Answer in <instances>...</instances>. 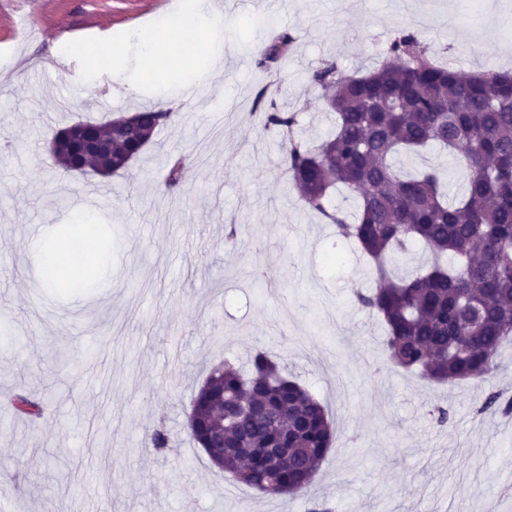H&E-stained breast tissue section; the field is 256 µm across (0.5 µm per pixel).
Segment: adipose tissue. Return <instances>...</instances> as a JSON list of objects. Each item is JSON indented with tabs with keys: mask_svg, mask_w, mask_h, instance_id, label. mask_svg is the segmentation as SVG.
I'll list each match as a JSON object with an SVG mask.
<instances>
[{
	"mask_svg": "<svg viewBox=\"0 0 512 512\" xmlns=\"http://www.w3.org/2000/svg\"><path fill=\"white\" fill-rule=\"evenodd\" d=\"M202 16L208 17L214 24L221 21L219 14L213 12L208 0H199L196 13L182 11L165 16L152 27L137 31L136 41L143 62V74L155 78L167 69L172 59L180 56L194 57L197 58L198 64L191 72L192 81L212 82L223 56V46L195 38L197 21ZM120 51L119 45L104 42L82 43L73 47L71 53L92 66L112 63L114 83L125 93H136V84L127 80L122 70L116 66Z\"/></svg>",
	"mask_w": 512,
	"mask_h": 512,
	"instance_id": "ef3b65f1",
	"label": "adipose tissue"
}]
</instances>
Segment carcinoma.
<instances>
[{"mask_svg": "<svg viewBox=\"0 0 512 512\" xmlns=\"http://www.w3.org/2000/svg\"><path fill=\"white\" fill-rule=\"evenodd\" d=\"M295 37L283 33L266 45L258 65L288 56ZM312 80L329 91L336 117L331 134L313 146L298 132V113L265 102L256 122L281 138L282 162L304 205L355 240L372 265L376 286L359 303L386 325L390 362L428 382L482 381L497 367L502 342L512 334V73L491 68L461 72L440 65L412 34L395 37L376 66L344 74L327 62ZM134 123L86 121L112 150L93 167L103 171L140 157L143 143L171 118L161 106L133 112ZM437 147L469 176L449 197L441 172L408 175L402 155ZM67 171L87 158L65 147ZM183 159H168L165 187L178 186ZM344 187L355 212L330 205ZM412 242L430 261L407 279L392 277L388 260ZM481 411L509 415L512 397H488ZM190 434L209 462L263 498L305 493L332 442L325 407L265 351L248 367H213L189 415ZM288 449L271 471L265 450Z\"/></svg>", "mask_w": 512, "mask_h": 512, "instance_id": "carcinoma-1", "label": "carcinoma"}]
</instances>
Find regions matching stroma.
Masks as SVG:
<instances>
[{
    "mask_svg": "<svg viewBox=\"0 0 512 512\" xmlns=\"http://www.w3.org/2000/svg\"><path fill=\"white\" fill-rule=\"evenodd\" d=\"M178 0H10L0 9V501L18 512H512V435L479 412L485 394L512 397V343L501 372L439 384L394 367L383 320L358 302L374 285L358 245L301 204L279 138L249 118L262 88L318 141L333 126L310 77L323 62L352 73L410 32L441 61L512 72V0H266L246 12L220 0L224 46L209 91L181 98L187 63L129 96L112 74L88 72L71 43L129 37ZM296 35L288 58L260 70L262 46ZM70 69L67 81L56 70ZM173 111L139 160L112 176L64 171L57 129L109 120L143 105ZM188 155L178 198L164 188L165 155ZM93 209L110 262L86 288L40 282L38 243L82 206ZM236 224V245L226 241ZM277 362L326 409L332 444L307 494L259 497L214 468L188 415L210 370L255 351ZM25 394L40 417L15 414ZM448 421L439 424L440 411ZM171 448L146 447L155 426Z\"/></svg>",
    "mask_w": 512,
    "mask_h": 512,
    "instance_id": "obj_1",
    "label": "stroma"
}]
</instances>
